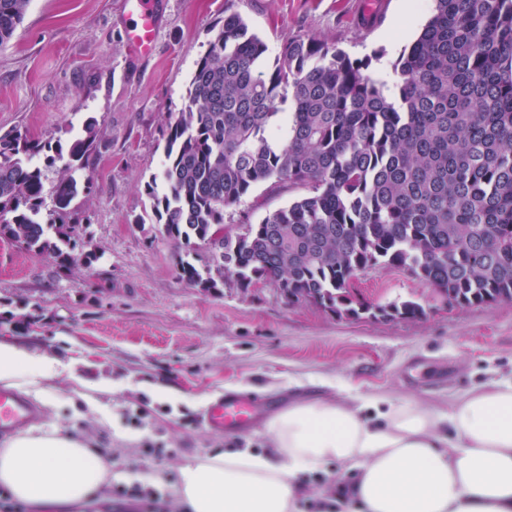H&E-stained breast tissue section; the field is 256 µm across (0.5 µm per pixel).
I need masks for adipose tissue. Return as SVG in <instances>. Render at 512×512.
I'll list each match as a JSON object with an SVG mask.
<instances>
[{"instance_id":"1","label":"adipose tissue","mask_w":512,"mask_h":512,"mask_svg":"<svg viewBox=\"0 0 512 512\" xmlns=\"http://www.w3.org/2000/svg\"><path fill=\"white\" fill-rule=\"evenodd\" d=\"M58 374L38 349L0 341V384L40 397ZM273 450L196 457L174 482L188 512H294L298 478L340 464L341 512H512V380L492 382L439 413L387 402L381 422L325 400L290 404L268 423ZM112 463L58 424L0 447V485L33 512H108Z\"/></svg>"}]
</instances>
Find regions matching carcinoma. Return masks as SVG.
Instances as JSON below:
<instances>
[{"label": "carcinoma", "instance_id": "1", "mask_svg": "<svg viewBox=\"0 0 512 512\" xmlns=\"http://www.w3.org/2000/svg\"><path fill=\"white\" fill-rule=\"evenodd\" d=\"M30 2L0 0V47ZM268 51L240 16L224 17L165 122L162 183L145 185L155 224L209 253L202 268L181 260L178 278L206 293L226 278L246 292L269 282L292 304L318 298L352 318L424 314L347 288L373 267L402 269L458 307L512 301V0H433L391 83L315 38ZM96 138L93 121L69 141L78 167ZM52 150L61 143L0 133V240L65 267L81 238L55 216L88 185L62 180L43 214L34 158L52 162ZM266 181L307 193L215 243L224 208Z\"/></svg>", "mask_w": 512, "mask_h": 512}]
</instances>
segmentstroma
Instances as JSON below:
<instances>
[{"label": "stroma", "instance_id": "stroma-1", "mask_svg": "<svg viewBox=\"0 0 512 512\" xmlns=\"http://www.w3.org/2000/svg\"><path fill=\"white\" fill-rule=\"evenodd\" d=\"M410 2L413 21L401 17ZM153 54L123 43L122 0H31L13 38L0 48V130H28L56 143L96 121L98 141L85 169L69 158L43 170L46 209L70 174L90 178L71 203L69 223L87 224L92 265L59 267L0 240V340L38 347L59 360V422L112 460V482L155 490L146 502L113 497L112 512H177L171 480L188 459L230 449L270 452L265 424L234 432L202 419L233 391L283 404L345 399L379 420L378 398L437 412L493 380L512 379V303L451 308L407 272L373 268L357 282L376 305L421 304L415 320L339 316L291 304L273 285L242 292L231 282L205 293L177 276L180 250L164 240L144 185L165 167L162 128L180 112L198 60L225 15H241L278 53L288 39L316 37L351 57L397 58L428 19L432 0H161ZM259 183L225 208L240 232L298 197ZM111 389L98 391L100 380ZM166 387L168 400L151 388Z\"/></svg>", "mask_w": 512, "mask_h": 512}]
</instances>
